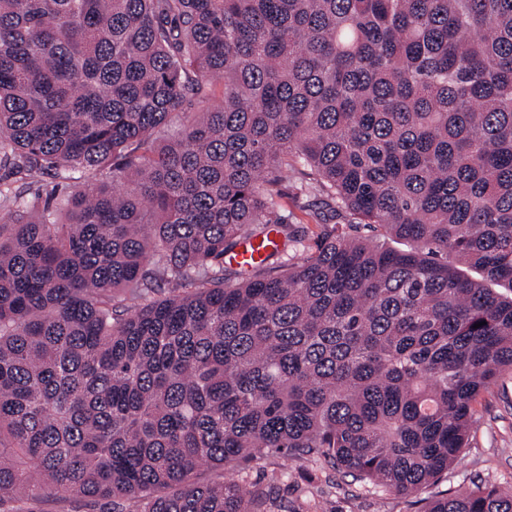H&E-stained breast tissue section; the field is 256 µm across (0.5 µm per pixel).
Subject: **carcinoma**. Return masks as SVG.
Masks as SVG:
<instances>
[{"label":"carcinoma","instance_id":"cac0c4a2","mask_svg":"<svg viewBox=\"0 0 512 512\" xmlns=\"http://www.w3.org/2000/svg\"><path fill=\"white\" fill-rule=\"evenodd\" d=\"M0 164V512H265L193 479L256 451L408 495L512 372V0H0ZM45 175L84 180L64 223ZM296 186H298L296 183L291 182L281 187L282 203L288 209V212L293 215L295 224H305L308 227V235L304 244L307 246V250L314 252L316 249L315 241L319 233L310 211L314 196L312 194H302ZM268 250L269 248L262 247L256 240H246L228 253L226 258L231 264L247 270L261 262ZM24 508L31 512H100L98 506H94L84 499H60V500H24Z\"/></svg>","mask_w":512,"mask_h":512}]
</instances>
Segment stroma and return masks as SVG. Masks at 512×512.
<instances>
[{"mask_svg":"<svg viewBox=\"0 0 512 512\" xmlns=\"http://www.w3.org/2000/svg\"><path fill=\"white\" fill-rule=\"evenodd\" d=\"M469 446L441 481L411 496L382 492L345 477L324 460L255 454L247 469L200 467L201 483L233 478L267 492V512H421L427 499L476 487L512 491V373L488 386L474 405ZM278 482H271L272 473Z\"/></svg>","mask_w":512,"mask_h":512,"instance_id":"stroma-1","label":"stroma"}]
</instances>
